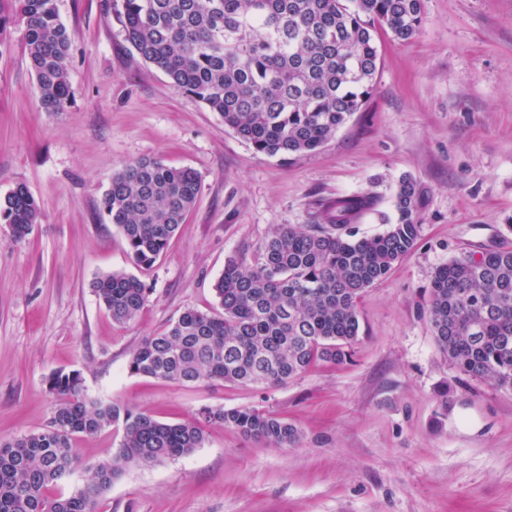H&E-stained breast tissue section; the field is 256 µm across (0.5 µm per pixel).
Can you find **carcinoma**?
Returning a JSON list of instances; mask_svg holds the SVG:
<instances>
[{"label":"carcinoma","mask_w":512,"mask_h":512,"mask_svg":"<svg viewBox=\"0 0 512 512\" xmlns=\"http://www.w3.org/2000/svg\"><path fill=\"white\" fill-rule=\"evenodd\" d=\"M127 40L172 86L224 119V127L269 156L313 153L335 137L371 96L378 68L376 27L413 38L421 0H122ZM23 32L38 102L61 112L71 98L72 36L56 0H0V34ZM199 174L159 159L124 165L103 193L102 214L124 240L131 263L150 269L194 205ZM419 196L408 178L396 194L397 219L372 237L352 224L375 210L372 194L338 198L323 224L273 228L249 257L224 263L214 284L222 312L186 309L148 336L129 372L181 384L229 381L275 385L313 362H342L359 340L358 300L415 248ZM41 212L23 185L0 196V224L29 235ZM93 292L112 320L135 319L150 289L133 273L108 272ZM433 335L463 373L512 387V249L463 254L433 272L427 308ZM59 396L39 431L0 439V512H98L100 497L134 464L178 458L201 447L205 429L226 425L278 447L296 427L257 409L206 408L200 417L163 423L152 414L84 393L76 371L48 378ZM122 428L112 459L84 465L75 439ZM82 471L69 495L54 492Z\"/></svg>","instance_id":"obj_1"}]
</instances>
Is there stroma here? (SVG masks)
<instances>
[{"label":"stroma","mask_w":512,"mask_h":512,"mask_svg":"<svg viewBox=\"0 0 512 512\" xmlns=\"http://www.w3.org/2000/svg\"><path fill=\"white\" fill-rule=\"evenodd\" d=\"M73 41L71 103L46 112L21 31L0 38V196L24 185L41 209L25 238L0 224V438L41 429L48 376L76 370L88 395L193 419L256 408L300 433L288 447L213 425L188 456L132 466L99 512H512V388L462 373L426 313L434 269L512 249V0H423L401 42L379 30L374 91L334 138L269 156L178 92L127 40L116 0H56ZM189 167L201 191L142 279L149 302L118 325L92 283L132 265L102 194L128 162ZM419 193L421 237L359 302L351 358L277 386L181 385L131 374L144 338L188 308L217 311L225 260L277 225L320 223L334 199L375 194L358 236L386 231L402 179Z\"/></svg>","instance_id":"35a3bbf8"}]
</instances>
